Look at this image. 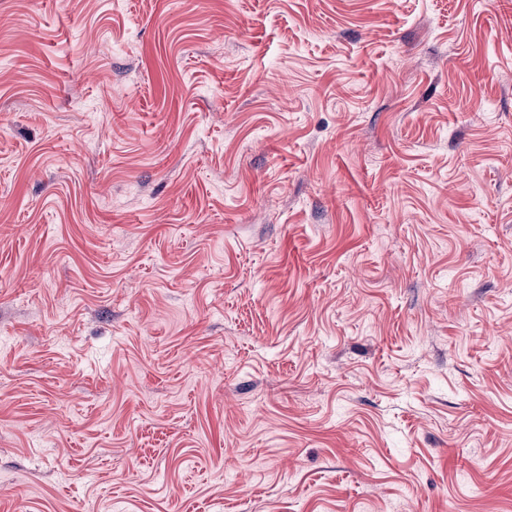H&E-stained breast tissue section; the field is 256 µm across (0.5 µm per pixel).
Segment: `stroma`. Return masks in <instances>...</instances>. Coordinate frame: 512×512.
I'll return each mask as SVG.
<instances>
[{
    "label": "stroma",
    "instance_id": "1",
    "mask_svg": "<svg viewBox=\"0 0 512 512\" xmlns=\"http://www.w3.org/2000/svg\"><path fill=\"white\" fill-rule=\"evenodd\" d=\"M0 512H512V0H0Z\"/></svg>",
    "mask_w": 512,
    "mask_h": 512
}]
</instances>
